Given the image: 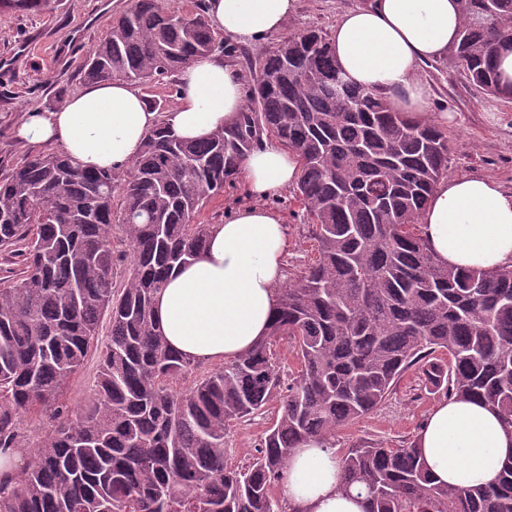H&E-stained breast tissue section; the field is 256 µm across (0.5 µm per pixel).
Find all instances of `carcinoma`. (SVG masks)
Returning a JSON list of instances; mask_svg holds the SVG:
<instances>
[{"label":"carcinoma","mask_w":512,"mask_h":512,"mask_svg":"<svg viewBox=\"0 0 512 512\" xmlns=\"http://www.w3.org/2000/svg\"><path fill=\"white\" fill-rule=\"evenodd\" d=\"M44 0H0L30 11ZM462 25L444 57L485 94L512 101L496 58L512 44V0H458ZM205 16L131 0L90 52L83 79L146 83L209 52ZM249 104L200 141L165 124L130 170L87 169L60 152L0 164V455L27 447L21 417L53 421L35 458L0 478V512H284L273 495L292 449L336 447V431L373 412L418 367L437 392L477 399L512 430V265H443L411 231L448 172L446 133L345 81L330 35L311 28L251 55ZM267 136L294 151V199L311 218L315 258L280 289L269 336L186 390L195 362L173 350L154 301L195 259L209 225L196 216L234 183ZM132 250L113 283L114 233ZM108 327H103V320ZM94 396L77 416L63 404L102 330ZM299 369L281 392L273 346ZM277 414L246 465L231 461L226 427ZM342 488L366 512H512V458L496 482L435 485L415 444L359 442L339 452Z\"/></svg>","instance_id":"cac0c4a2"}]
</instances>
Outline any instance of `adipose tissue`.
I'll list each match as a JSON object with an SVG mask.
<instances>
[{
	"label": "adipose tissue",
	"instance_id": "ef3b65f1",
	"mask_svg": "<svg viewBox=\"0 0 512 512\" xmlns=\"http://www.w3.org/2000/svg\"><path fill=\"white\" fill-rule=\"evenodd\" d=\"M297 10L298 0H206L212 29L238 44L276 33ZM460 24L457 0H370L337 20L333 54L353 83L421 117L431 87L417 67L445 57ZM245 101L242 70L215 50L181 70L177 105L162 120L179 138L201 140L231 123ZM158 120L139 90L111 79L86 86L54 110L28 111L17 135L58 147L85 167L123 171ZM242 176L253 204L213 225L200 255L171 273L155 301L170 346L196 362H221L251 348L269 334L280 304L288 226L264 201L298 182L299 160L266 141L247 156ZM417 223L445 265L491 271L512 262V190L495 179L440 180ZM416 445L436 483L471 488L497 479L512 457V432L481 402L447 399L434 404ZM340 483L335 449L309 441L293 449L279 493L292 512H365L364 496L342 491Z\"/></svg>",
	"mask_w": 512,
	"mask_h": 512
}]
</instances>
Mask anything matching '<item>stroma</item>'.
I'll list each match as a JSON object with an SVG mask.
<instances>
[{"mask_svg": "<svg viewBox=\"0 0 512 512\" xmlns=\"http://www.w3.org/2000/svg\"><path fill=\"white\" fill-rule=\"evenodd\" d=\"M363 0H299L296 15L283 25L280 35L268 36L250 46L251 54L270 50L279 36L318 26L331 30L337 15ZM129 0H48L40 9L0 11V163L12 165L37 146L21 141L15 128L30 109H53L62 98L82 87L80 71L89 51L108 34L113 20ZM418 73L433 91L430 109L457 114L446 127L449 140L448 177L481 174L512 188V102L484 95L467 86L460 75L436 64H422ZM267 207L284 217L291 249L287 279L300 275L312 256L307 238L306 212L290 191L268 199ZM440 394L431 392L418 369L407 370L373 412L338 430L337 448L355 441H381L398 448L409 445L424 424ZM270 421L231 425L226 440L237 464L248 463Z\"/></svg>", "mask_w": 512, "mask_h": 512, "instance_id": "obj_1", "label": "stroma"}]
</instances>
